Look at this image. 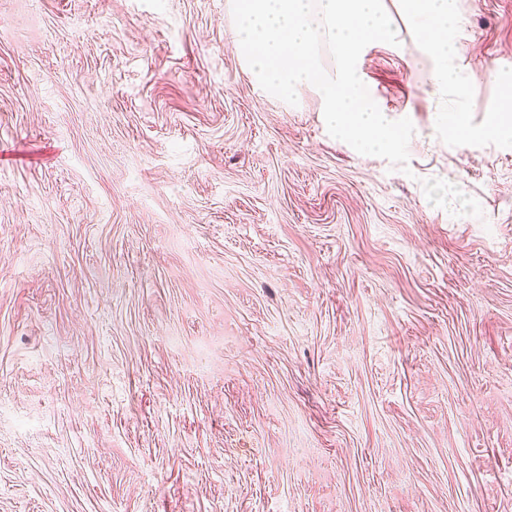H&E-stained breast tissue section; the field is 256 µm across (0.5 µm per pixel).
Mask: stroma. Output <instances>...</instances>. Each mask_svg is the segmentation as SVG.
<instances>
[{
  "mask_svg": "<svg viewBox=\"0 0 512 512\" xmlns=\"http://www.w3.org/2000/svg\"><path fill=\"white\" fill-rule=\"evenodd\" d=\"M459 8L457 85L397 13L357 64L405 173L265 97L226 0H0V512H512V139L441 129L512 0Z\"/></svg>",
  "mask_w": 512,
  "mask_h": 512,
  "instance_id": "1",
  "label": "stroma"
}]
</instances>
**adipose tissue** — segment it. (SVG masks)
I'll list each match as a JSON object with an SVG mask.
<instances>
[{
    "label": "adipose tissue",
    "instance_id": "obj_1",
    "mask_svg": "<svg viewBox=\"0 0 512 512\" xmlns=\"http://www.w3.org/2000/svg\"><path fill=\"white\" fill-rule=\"evenodd\" d=\"M400 13L411 22L425 54L430 58L434 82L446 87L456 82V33L462 26L459 0H397ZM487 77L500 89V107L483 126L474 128L465 114L444 121L449 133L460 141L475 138L494 140L512 135V82L502 79L495 69Z\"/></svg>",
    "mask_w": 512,
    "mask_h": 512
}]
</instances>
